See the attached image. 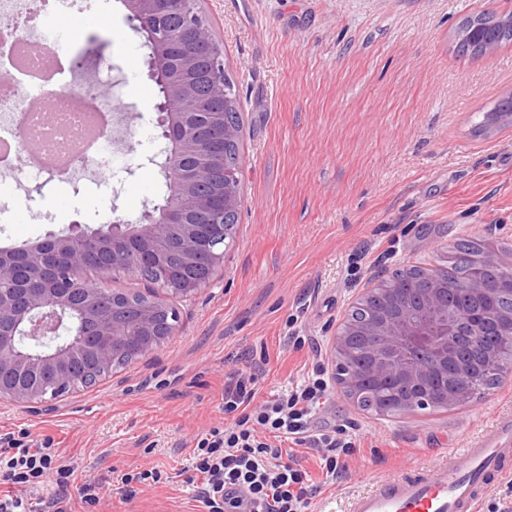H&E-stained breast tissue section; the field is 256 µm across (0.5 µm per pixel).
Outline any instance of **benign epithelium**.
Wrapping results in <instances>:
<instances>
[{
	"instance_id": "7a95c632",
	"label": "benign epithelium",
	"mask_w": 512,
	"mask_h": 512,
	"mask_svg": "<svg viewBox=\"0 0 512 512\" xmlns=\"http://www.w3.org/2000/svg\"><path fill=\"white\" fill-rule=\"evenodd\" d=\"M200 0H184L179 33L207 49L209 73H203L193 53L179 58V72L169 69L176 36L166 28H150L148 18L175 12L174 0H122L128 18L142 31L151 61V80L161 87L157 106L161 136L168 148L160 173L170 178L173 156L195 155L212 146V127L223 130L224 141L238 138L239 130L212 111L198 91L203 76L225 88L222 51ZM208 171L200 168L191 179L171 178L163 204L134 219H115L89 233L79 226L69 233L50 236L51 250L68 253L80 265L100 240L112 243V273L127 264L119 245L133 237L142 255L163 252L169 262L197 264L207 255L214 273L224 265L225 253L210 244L229 237L225 216L242 201L239 170H224V183L211 189ZM188 201L197 211H211L209 233L200 224L185 223ZM49 250V251H51ZM49 251L36 248L23 256L27 273L46 284L44 288L0 289V401L39 404L77 389V378L107 371L127 354L145 355L175 334L178 315L171 298H188L210 285L202 281H167L159 287V302L141 306L112 297V308L94 311L98 295H81L58 287L60 273L49 263ZM459 255L448 252L447 265L425 270L404 283L375 279L357 300L363 317L346 318L332 338V364L340 391L358 406L371 385L379 389L369 411L396 417L430 406L444 409L471 402L476 375L496 368L494 354L479 352L475 328H508L512 344V279L499 278L502 262L494 243L467 256V265L478 272L466 292L448 287V274Z\"/></svg>"
}]
</instances>
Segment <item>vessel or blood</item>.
<instances>
[{
	"instance_id": "b4317fda",
	"label": "vessel or blood",
	"mask_w": 512,
	"mask_h": 512,
	"mask_svg": "<svg viewBox=\"0 0 512 512\" xmlns=\"http://www.w3.org/2000/svg\"><path fill=\"white\" fill-rule=\"evenodd\" d=\"M512 461V427L470 443L433 469L354 498L351 512H477L481 492Z\"/></svg>"
}]
</instances>
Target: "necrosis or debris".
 Listing matches in <instances>:
<instances>
[{
  "label": "necrosis or debris",
  "instance_id": "4bbe7bcc",
  "mask_svg": "<svg viewBox=\"0 0 512 512\" xmlns=\"http://www.w3.org/2000/svg\"><path fill=\"white\" fill-rule=\"evenodd\" d=\"M98 9L97 0L81 9L75 0H0V182L15 189L11 199L0 197V218L20 209L41 219L42 210L25 191L28 184L49 192L79 183L111 167L114 156L127 149L128 128L114 126V104L98 96L97 52L51 39L41 21L19 40L7 31L34 10L58 19ZM24 137L37 141L44 154L65 156L64 171L41 163L16 167L12 158Z\"/></svg>",
  "mask_w": 512,
  "mask_h": 512
}]
</instances>
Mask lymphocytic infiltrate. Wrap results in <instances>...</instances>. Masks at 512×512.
Listing matches in <instances>:
<instances>
[{
	"label": "lymphocytic infiltrate",
	"mask_w": 512,
	"mask_h": 512,
	"mask_svg": "<svg viewBox=\"0 0 512 512\" xmlns=\"http://www.w3.org/2000/svg\"><path fill=\"white\" fill-rule=\"evenodd\" d=\"M255 373L238 370L224 381V412L233 425L213 428L190 453L188 483L205 512H304L319 486L296 447L316 451L325 480L356 443L316 428L314 419L329 395L320 365L305 368L295 385L258 398ZM292 443L293 451L282 448ZM75 470L52 440L0 445V512H74V502L99 503V482L76 483ZM78 495H71V485Z\"/></svg>",
	"instance_id": "f902f5d3"
}]
</instances>
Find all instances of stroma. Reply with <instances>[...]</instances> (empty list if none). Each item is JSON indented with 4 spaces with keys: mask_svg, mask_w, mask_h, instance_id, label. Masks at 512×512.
I'll return each instance as SVG.
<instances>
[{
    "mask_svg": "<svg viewBox=\"0 0 512 512\" xmlns=\"http://www.w3.org/2000/svg\"><path fill=\"white\" fill-rule=\"evenodd\" d=\"M243 116L242 205L226 271L177 302L179 329L96 385L37 404L0 402V437L52 439L77 480L103 482L92 512H200L180 472L197 435L224 425V376L260 361V396L297 381L305 363L330 366L331 339L371 276L444 264L461 239L492 240L512 265V124L474 130L512 95V42L462 55L453 31L466 16L512 11V0H201ZM82 43L126 79L119 104L129 161L101 171L111 195L61 188L42 204L53 219L0 222V246L74 223L98 228L160 200L150 159L159 129L149 51L121 0H110ZM308 337L287 341V320ZM512 422V374L485 397L396 418L360 409L339 389L317 427L356 435L346 472L305 512H348L377 481L442 461ZM156 468L167 482L125 501L120 478Z\"/></svg>",
    "mask_w": 512,
    "mask_h": 512,
    "instance_id": "obj_1",
    "label": "stroma"
}]
</instances>
